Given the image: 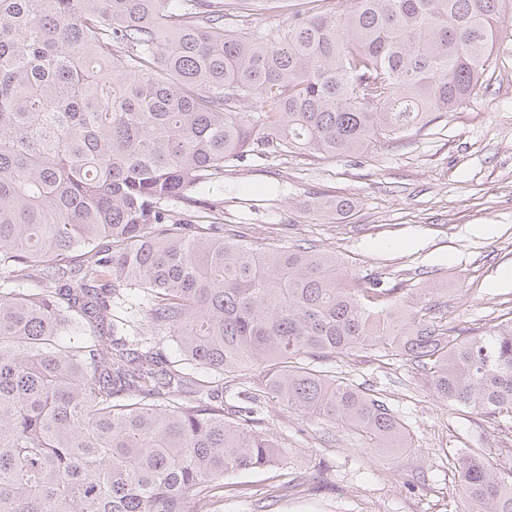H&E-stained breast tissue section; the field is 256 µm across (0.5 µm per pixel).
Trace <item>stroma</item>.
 <instances>
[{
	"mask_svg": "<svg viewBox=\"0 0 512 512\" xmlns=\"http://www.w3.org/2000/svg\"><path fill=\"white\" fill-rule=\"evenodd\" d=\"M492 59L481 90L457 110L368 153L248 156L210 188L211 221L228 235L318 244L362 279L378 275L407 288L440 283L448 324L460 336L511 318V13ZM341 200L349 210L337 209ZM329 365L381 393L407 425L410 448L370 449L340 425L252 402L249 384L225 380V409L254 407L289 455L287 470L226 476L221 512H462L450 455L474 448L496 463L512 454V422L498 425L438 400L409 363L366 353ZM396 469L414 477V489L392 479ZM285 475L299 479L302 493L267 502V489Z\"/></svg>",
	"mask_w": 512,
	"mask_h": 512,
	"instance_id": "1",
	"label": "stroma"
}]
</instances>
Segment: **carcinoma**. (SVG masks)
<instances>
[{"label": "carcinoma", "instance_id": "obj_1", "mask_svg": "<svg viewBox=\"0 0 512 512\" xmlns=\"http://www.w3.org/2000/svg\"><path fill=\"white\" fill-rule=\"evenodd\" d=\"M301 2L247 32L259 0H0V275L43 285L0 290V512H218L224 476L288 460L252 410L224 414L242 371L373 448H409V430L322 360L371 349L512 420V320L453 336L442 288L196 223L194 194L248 154H363L455 111L512 11ZM131 292L144 325L114 313ZM453 466L466 512H512V459Z\"/></svg>", "mask_w": 512, "mask_h": 512}]
</instances>
